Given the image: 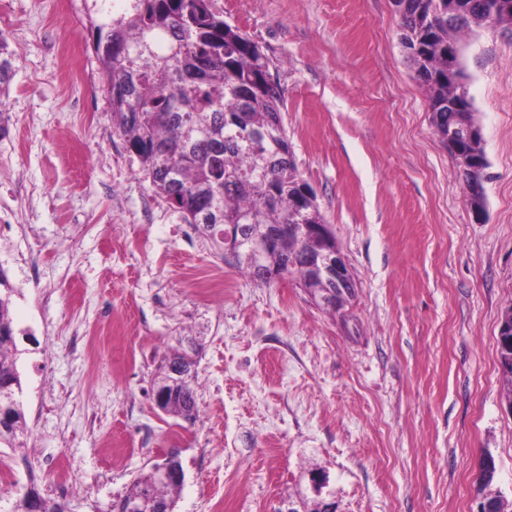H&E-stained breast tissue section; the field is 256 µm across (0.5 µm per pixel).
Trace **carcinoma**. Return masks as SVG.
<instances>
[{
  "mask_svg": "<svg viewBox=\"0 0 512 512\" xmlns=\"http://www.w3.org/2000/svg\"><path fill=\"white\" fill-rule=\"evenodd\" d=\"M487 0H396L401 42L425 87L431 120L443 141L455 137L464 151L486 159L482 140L468 142L448 122L449 104L479 125L472 100L458 96L448 75V48L465 75L460 37L487 29L469 21ZM93 28L94 52L112 101V124L136 155L156 192L184 221L224 247V229L242 224L249 237L277 233L265 267L288 268L290 255H314L319 243L279 232L285 224H324L317 199L299 203L305 181L297 170L283 125L282 91L270 60L238 26L213 9L212 0H132L117 18L101 10ZM290 275L304 288L319 282L299 263ZM0 270V406L12 407L14 422L0 427V445L21 448L26 427L20 400V350L12 315L13 295ZM192 381L168 400L165 411L196 418ZM177 485H159L153 472L137 477L124 493L139 498L144 512L162 502L174 512ZM303 512H329L333 503L304 496ZM12 512H63L34 488L18 494Z\"/></svg>",
  "mask_w": 512,
  "mask_h": 512,
  "instance_id": "carcinoma-1",
  "label": "carcinoma"
}]
</instances>
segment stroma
<instances>
[{
    "mask_svg": "<svg viewBox=\"0 0 512 512\" xmlns=\"http://www.w3.org/2000/svg\"><path fill=\"white\" fill-rule=\"evenodd\" d=\"M213 4L271 62L356 297L340 316L294 277L253 281L155 195L112 129L95 0H0V270L29 335L25 445L0 448V468L64 512H112L174 448V512H286L315 472L336 512H475L489 455L512 503V38L463 42L489 163L478 215L392 0ZM178 345L192 423L153 397Z\"/></svg>",
    "mask_w": 512,
    "mask_h": 512,
    "instance_id": "obj_1",
    "label": "stroma"
}]
</instances>
